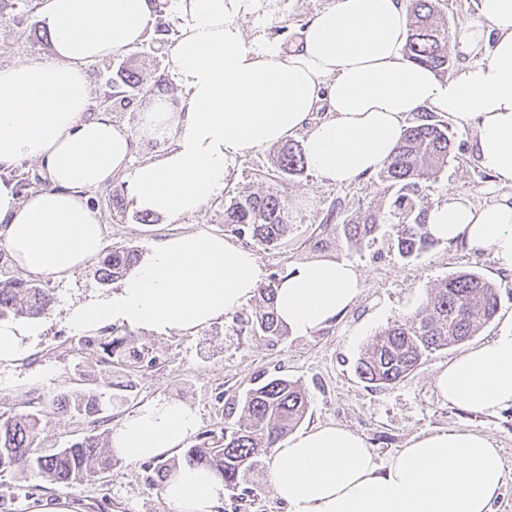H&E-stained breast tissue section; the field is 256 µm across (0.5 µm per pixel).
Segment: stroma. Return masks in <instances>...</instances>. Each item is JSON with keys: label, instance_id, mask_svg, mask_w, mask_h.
I'll return each mask as SVG.
<instances>
[{"label": "stroma", "instance_id": "1", "mask_svg": "<svg viewBox=\"0 0 512 512\" xmlns=\"http://www.w3.org/2000/svg\"><path fill=\"white\" fill-rule=\"evenodd\" d=\"M329 0H272L260 20L267 35L282 41H297L303 25ZM160 35L149 30L134 47L112 56L107 63L88 65L92 90H99L117 72L136 73L143 85L162 82L164 90L178 95L179 87L169 76L171 46H159ZM50 36L24 0H7L0 8V62H22L28 58H51ZM454 149L447 166L428 191V204L451 195L481 204L496 195L491 180L481 178L480 167L470 150L472 127L451 125ZM275 147L231 159L225 194L239 191H271L284 198L294 217L288 235L267 248L228 232L216 203H208L196 215L178 222L156 219L150 224L137 220L133 212L112 215L105 202L96 207L106 219L105 245L133 247L148 252L157 242L175 233L203 229L223 235L233 245L255 254L263 278L282 275L288 267L316 259L317 241L333 240L332 225L326 224L329 209L352 215L368 204L386 203V183L366 178L348 185H333L319 179L313 170L299 177L274 174ZM332 256L351 262L358 270L361 291L335 321L309 336L289 335L276 339L263 335L250 322L258 298L249 299L238 314L224 318L194 334L172 331L157 334L135 330L137 347L149 350L152 362L132 374V389L117 399L120 376L115 368L100 363L98 339L106 329L93 331L94 342L78 345L81 336L69 321L72 309L89 296L109 294L116 283L99 279L98 265L78 270L68 278L53 280L54 301L49 311L33 319L36 334L19 361L0 364V412L31 411L53 398H68L76 390V378L93 380L98 392L112 396L111 406L100 413L79 416L60 410L41 422V436L49 446L93 434L109 446L113 429L152 399H177L198 414V432L220 431L225 423L224 405L242 401L261 381L284 376L296 381L307 393L309 409L300 431L320 425H340L360 435L380 459H387L418 437L440 431L475 432L492 438L501 449L506 484L496 512H512V407L497 414H478L449 405L441 399L434 380L460 354L497 336L512 322V278L501 277L489 254L464 243L437 242L419 258L402 261L383 242L356 248L336 243ZM480 272L499 287V308L493 320L469 341L437 351L404 381L386 388L371 387L356 371V362L367 343L394 321L411 315L427 290L449 275L461 271ZM272 456L261 457L247 476L254 498L246 512H286L274 495L269 473ZM0 512H176L158 490L146 461L122 459L112 471L97 473L82 481L50 484L16 472L0 478Z\"/></svg>", "mask_w": 512, "mask_h": 512}]
</instances>
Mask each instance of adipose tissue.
I'll return each mask as SVG.
<instances>
[{
    "mask_svg": "<svg viewBox=\"0 0 512 512\" xmlns=\"http://www.w3.org/2000/svg\"><path fill=\"white\" fill-rule=\"evenodd\" d=\"M263 3L175 0L170 63L186 103L150 93L132 135L111 113H90L86 65L140 43L153 0H41L54 60L0 65V244L16 267L60 279L92 264L105 230L92 194L115 175H126L136 208L174 221L223 191L228 159L298 136L318 176L344 185L378 171L424 107L473 127L475 158L503 190L478 206L457 196L434 205L430 234L486 249L512 273V0H480L477 20L454 42L467 60L445 80L404 53L408 0H331L289 51L261 31L246 34L244 21ZM139 137L171 146L135 164ZM28 159L51 187L23 198L10 173ZM260 275L256 256L223 236L174 234L118 290L79 303L73 319L85 331L112 322L190 334L252 298ZM360 287L347 260L297 264L279 282L276 311L294 335L308 336L347 310ZM435 384L477 413L512 406V327L451 362ZM196 425L187 404L152 400L114 428L110 445L133 460L154 458ZM505 479L500 449L479 433L433 432L380 463L359 435L335 425L279 445L270 471L288 512H493ZM162 495L176 512H214L224 484L183 467Z\"/></svg>",
    "mask_w": 512,
    "mask_h": 512,
    "instance_id": "1",
    "label": "adipose tissue"
}]
</instances>
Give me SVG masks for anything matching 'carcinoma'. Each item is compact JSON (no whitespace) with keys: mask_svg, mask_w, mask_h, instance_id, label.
Returning <instances> with one entry per match:
<instances>
[{"mask_svg":"<svg viewBox=\"0 0 512 512\" xmlns=\"http://www.w3.org/2000/svg\"><path fill=\"white\" fill-rule=\"evenodd\" d=\"M440 2L409 0L405 53L409 59L445 75L453 60ZM99 106L109 112L115 106L123 109L127 103L125 96L108 86L102 90ZM452 148L448 122L425 108L419 109L390 158L376 173L379 180L395 189L387 210L369 204L342 221L330 211L325 223L334 225L335 239L352 246L373 243L386 224L390 226V248L407 261L420 257L436 243L426 229V190L448 165ZM274 166L284 178L303 174L307 160L302 146L294 142L282 145ZM101 194L112 198V211H126L123 185L111 180L102 187ZM222 207L225 227L267 247L276 246L288 235L293 220L286 201L273 193H239ZM138 260V250L132 247L106 250L100 280L108 283L123 278ZM277 286L275 276L258 286L262 306L255 311L252 323L263 335L280 338L288 335V328L275 311ZM53 299L48 283L20 278L9 255L0 252V319L39 317L49 310ZM498 305L496 284L476 271L457 272L427 291L410 317L376 335L361 353L356 372L375 387L397 384L433 352L476 335L495 316ZM111 334L100 343L104 354L101 362L115 363L125 374L143 367L148 352L127 351L131 332L113 327ZM61 406L78 415H89L101 411L102 401L95 390L84 388L73 399H52L37 412L0 413V477L21 471L56 484H70L119 463L94 436L46 447L40 437L41 418L56 413ZM308 406V396L296 382L284 377L268 379L251 389L242 403H228L226 417L238 408L241 412L238 419L221 429V437L207 431L194 437V444L186 450L185 464L211 470L224 482V488L238 490L243 499L249 497L253 488L244 486L246 474L258 458L302 422Z\"/></svg>","mask_w":512,"mask_h":512,"instance_id":"obj_1","label":"carcinoma"}]
</instances>
